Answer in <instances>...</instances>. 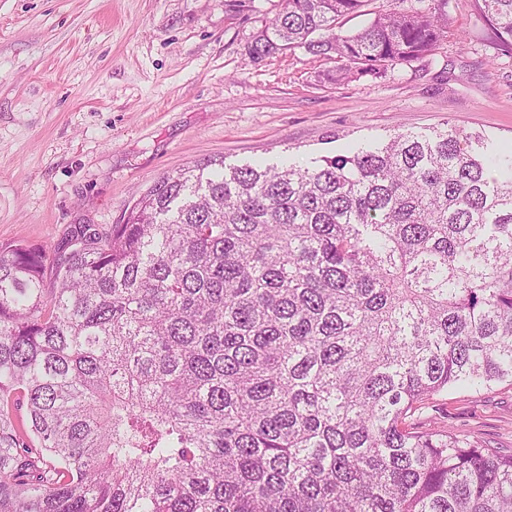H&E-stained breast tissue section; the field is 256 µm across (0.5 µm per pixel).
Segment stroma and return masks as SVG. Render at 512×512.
Listing matches in <instances>:
<instances>
[{
    "label": "stroma",
    "mask_w": 512,
    "mask_h": 512,
    "mask_svg": "<svg viewBox=\"0 0 512 512\" xmlns=\"http://www.w3.org/2000/svg\"><path fill=\"white\" fill-rule=\"evenodd\" d=\"M425 5L448 14L434 55L337 82L301 49L247 59L283 0H0V246L124 223L163 174L210 159L308 164L447 123L512 143V49L475 0ZM425 415L512 452L510 385Z\"/></svg>",
    "instance_id": "1"
}]
</instances>
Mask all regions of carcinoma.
Wrapping results in <instances>:
<instances>
[{"label":"carcinoma","instance_id":"1","mask_svg":"<svg viewBox=\"0 0 512 512\" xmlns=\"http://www.w3.org/2000/svg\"><path fill=\"white\" fill-rule=\"evenodd\" d=\"M285 0L249 61L336 80L448 14ZM512 46V0H481ZM454 126L317 166L168 173L123 224L0 246V512H512V453L413 421L512 385V151Z\"/></svg>","mask_w":512,"mask_h":512}]
</instances>
